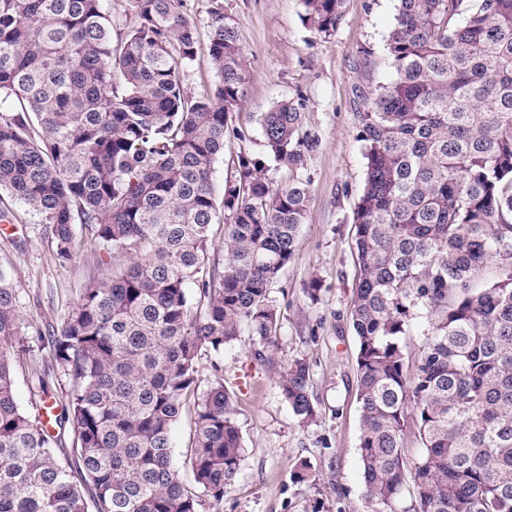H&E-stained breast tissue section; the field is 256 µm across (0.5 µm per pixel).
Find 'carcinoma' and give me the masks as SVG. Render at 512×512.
Instances as JSON below:
<instances>
[{
    "instance_id": "cac0c4a2",
    "label": "carcinoma",
    "mask_w": 512,
    "mask_h": 512,
    "mask_svg": "<svg viewBox=\"0 0 512 512\" xmlns=\"http://www.w3.org/2000/svg\"><path fill=\"white\" fill-rule=\"evenodd\" d=\"M113 44L106 0H0V193L46 225L72 259L74 224L112 258L47 338L69 379L54 413L51 374L35 411L14 397L23 313L0 274V512H222L242 461L235 400L198 364L243 333L274 343L271 285L306 216L302 112L262 116L267 154L292 179L273 187L247 152L216 198L213 173L250 72L223 0H210L214 92L195 97L178 69L195 60L184 0H132ZM344 0H305L329 35ZM394 78L359 113L366 178L354 213L358 267L359 453L371 512H512V0H397L387 40ZM224 217V262L210 258ZM493 262L498 279L477 287ZM427 337L409 367L403 339ZM301 423L317 418L310 368L275 372ZM187 485L171 431L187 400ZM74 428V463L57 456ZM421 444L408 461L404 435ZM79 480H74V475ZM410 494L405 505L404 494Z\"/></svg>"
}]
</instances>
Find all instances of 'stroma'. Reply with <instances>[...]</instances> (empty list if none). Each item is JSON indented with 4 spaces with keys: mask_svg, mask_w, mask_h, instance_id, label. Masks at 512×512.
Listing matches in <instances>:
<instances>
[{
    "mask_svg": "<svg viewBox=\"0 0 512 512\" xmlns=\"http://www.w3.org/2000/svg\"><path fill=\"white\" fill-rule=\"evenodd\" d=\"M234 20L251 74L247 98L233 125L244 139L226 135L215 164L222 188L239 153H265L260 117L282 99L301 104V136L309 142L301 171L310 183L298 250L272 285L280 316L274 346L256 350L250 336L203 355L198 382L207 386L222 372L235 395L236 420L245 448L238 478L224 492L223 512H369L359 455L357 340L350 323L356 282L354 212L365 181L360 112L393 78L387 40L397 0H345L332 35L320 34L306 17L303 0H223ZM209 0H186L199 18L197 56L181 68L185 91H213L204 22ZM15 214L0 223V272L17 291L29 354L15 366V397L31 409V390L46 368L40 337L60 329L91 278L110 276L100 264L88 229L75 227L77 249L60 262L52 238L31 209L0 195ZM318 280L317 298L306 288ZM295 358L310 366L309 391L316 421L302 424L281 395L274 369Z\"/></svg>",
    "mask_w": 512,
    "mask_h": 512,
    "instance_id": "stroma-1",
    "label": "stroma"
}]
</instances>
